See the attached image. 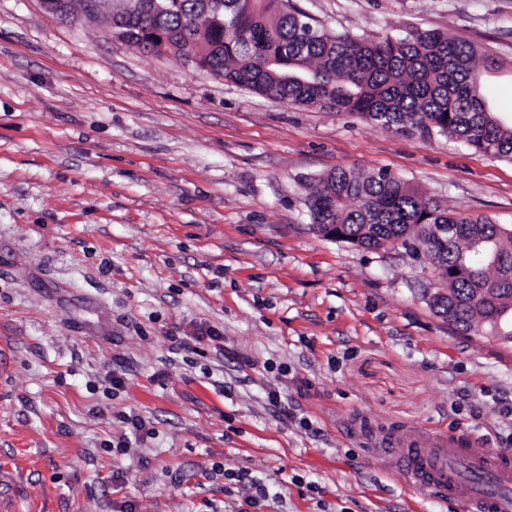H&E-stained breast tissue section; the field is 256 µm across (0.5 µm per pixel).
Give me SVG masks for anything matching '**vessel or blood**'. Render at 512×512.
I'll use <instances>...</instances> for the list:
<instances>
[{
    "label": "vessel or blood",
    "mask_w": 512,
    "mask_h": 512,
    "mask_svg": "<svg viewBox=\"0 0 512 512\" xmlns=\"http://www.w3.org/2000/svg\"><path fill=\"white\" fill-rule=\"evenodd\" d=\"M395 471L465 512H512V457L463 433L395 430L374 441Z\"/></svg>",
    "instance_id": "b4317fda"
}]
</instances>
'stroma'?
Instances as JSON below:
<instances>
[{
	"label": "stroma",
	"mask_w": 512,
	"mask_h": 512,
	"mask_svg": "<svg viewBox=\"0 0 512 512\" xmlns=\"http://www.w3.org/2000/svg\"><path fill=\"white\" fill-rule=\"evenodd\" d=\"M293 2L331 33L463 35L512 113V0ZM340 167L512 226L511 161L0 0V512H461L370 441L512 455V346L436 315L423 257L313 229Z\"/></svg>",
	"instance_id": "obj_1"
}]
</instances>
